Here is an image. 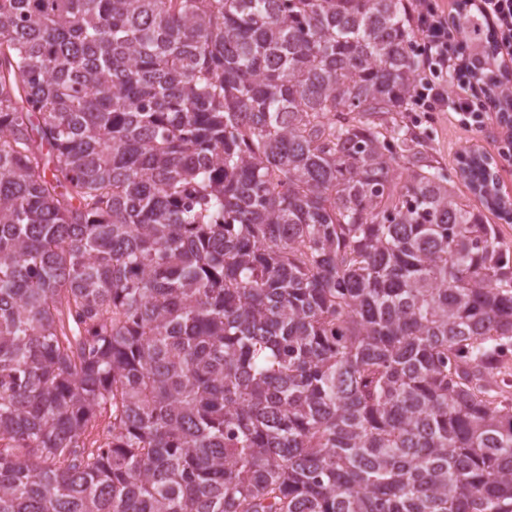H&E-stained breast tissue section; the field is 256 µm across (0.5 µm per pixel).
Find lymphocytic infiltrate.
I'll use <instances>...</instances> for the list:
<instances>
[{"label":"lymphocytic infiltrate","mask_w":512,"mask_h":512,"mask_svg":"<svg viewBox=\"0 0 512 512\" xmlns=\"http://www.w3.org/2000/svg\"><path fill=\"white\" fill-rule=\"evenodd\" d=\"M471 13L479 16L493 34L500 61L497 83L512 84V0H472ZM420 75L416 102L425 109L436 107L456 113L501 112L512 108V97L499 95L497 83L486 82L474 67L472 55H453L448 44L458 33L447 17L435 11L420 16Z\"/></svg>","instance_id":"lymphocytic-infiltrate-1"}]
</instances>
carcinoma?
<instances>
[{
    "label": "carcinoma",
    "instance_id": "1",
    "mask_svg": "<svg viewBox=\"0 0 512 512\" xmlns=\"http://www.w3.org/2000/svg\"><path fill=\"white\" fill-rule=\"evenodd\" d=\"M416 28L0 0V512H512V248L388 126Z\"/></svg>",
    "mask_w": 512,
    "mask_h": 512
}]
</instances>
